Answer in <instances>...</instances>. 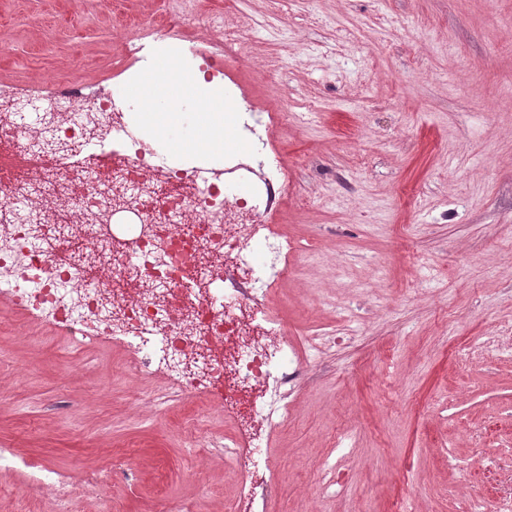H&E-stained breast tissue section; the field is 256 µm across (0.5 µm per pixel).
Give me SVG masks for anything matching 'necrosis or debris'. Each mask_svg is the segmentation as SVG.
<instances>
[{"label":"necrosis or debris","mask_w":512,"mask_h":512,"mask_svg":"<svg viewBox=\"0 0 512 512\" xmlns=\"http://www.w3.org/2000/svg\"><path fill=\"white\" fill-rule=\"evenodd\" d=\"M165 38L198 78L228 79L201 41L178 31ZM27 96L0 86V145L28 154L50 177L32 183L0 168V295L68 336L122 345L145 375L166 374L205 409H222L234 424L227 461L243 468L264 427L288 423L259 395L286 385L297 359L266 304L282 247L260 265L245 259L256 236H275L269 219L280 187L263 150L242 162L228 149L223 167L181 168L137 135L113 138L131 107L106 90L43 95L34 128L9 110ZM230 174L248 177L250 196L233 194ZM17 196L28 201L27 217L8 206ZM52 198L65 202L63 212L47 213ZM118 219L128 228L122 237L112 229ZM232 256L239 266L223 269ZM219 279L229 288H217Z\"/></svg>","instance_id":"1"}]
</instances>
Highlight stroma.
Returning a JSON list of instances; mask_svg holds the SVG:
<instances>
[{"instance_id": "1", "label": "stroma", "mask_w": 512, "mask_h": 512, "mask_svg": "<svg viewBox=\"0 0 512 512\" xmlns=\"http://www.w3.org/2000/svg\"><path fill=\"white\" fill-rule=\"evenodd\" d=\"M222 55L267 130L299 353L258 512H472L512 479V0H0V83L111 91L136 24ZM0 297V512H224L223 411ZM133 455L127 470L115 463Z\"/></svg>"}]
</instances>
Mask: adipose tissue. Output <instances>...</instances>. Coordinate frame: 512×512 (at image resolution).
I'll return each mask as SVG.
<instances>
[{"mask_svg":"<svg viewBox=\"0 0 512 512\" xmlns=\"http://www.w3.org/2000/svg\"><path fill=\"white\" fill-rule=\"evenodd\" d=\"M183 80L181 65L168 56L143 73L135 98L146 137L172 141L181 150L223 152L225 142L234 139V115L227 112L223 93L210 88L190 105L179 91Z\"/></svg>","mask_w":512,"mask_h":512,"instance_id":"obj_1","label":"adipose tissue"}]
</instances>
